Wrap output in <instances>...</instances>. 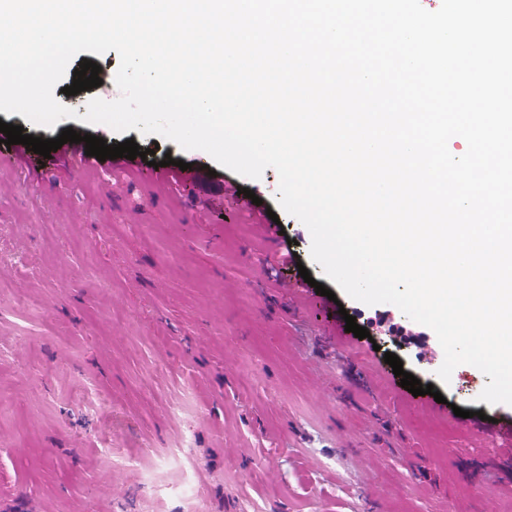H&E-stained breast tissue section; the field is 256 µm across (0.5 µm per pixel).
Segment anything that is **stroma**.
Listing matches in <instances>:
<instances>
[{"mask_svg":"<svg viewBox=\"0 0 512 512\" xmlns=\"http://www.w3.org/2000/svg\"><path fill=\"white\" fill-rule=\"evenodd\" d=\"M83 59L102 84L73 96L78 115L120 96L117 52ZM89 131L152 159L75 174L0 143V512H512V439L449 411L503 423L512 405L480 401L470 365L438 380L435 333L336 291L296 217L260 229L275 169L248 180L156 134ZM167 157L257 200L155 180ZM290 240L335 299L280 295L299 276L273 269ZM388 352L443 402L404 390Z\"/></svg>","mask_w":512,"mask_h":512,"instance_id":"obj_1","label":"stroma"}]
</instances>
